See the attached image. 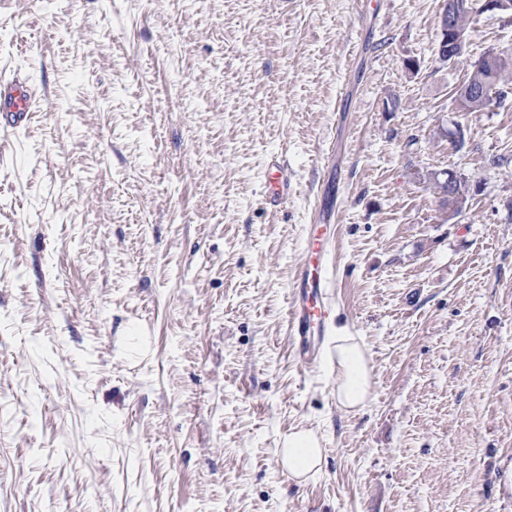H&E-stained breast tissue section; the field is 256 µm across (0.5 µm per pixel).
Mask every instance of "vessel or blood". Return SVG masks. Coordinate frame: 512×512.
Returning a JSON list of instances; mask_svg holds the SVG:
<instances>
[{"label": "vessel or blood", "instance_id": "b4317fda", "mask_svg": "<svg viewBox=\"0 0 512 512\" xmlns=\"http://www.w3.org/2000/svg\"><path fill=\"white\" fill-rule=\"evenodd\" d=\"M38 106L39 100L32 87L16 80L0 81V112L7 113L8 128L14 130L26 125ZM307 239L308 257L298 268L292 285L296 301L288 312V328L299 341L300 358L306 365L311 363L333 311L322 229L315 224L309 225Z\"/></svg>", "mask_w": 512, "mask_h": 512}]
</instances>
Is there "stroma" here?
<instances>
[{
    "instance_id": "1",
    "label": "stroma",
    "mask_w": 512,
    "mask_h": 512,
    "mask_svg": "<svg viewBox=\"0 0 512 512\" xmlns=\"http://www.w3.org/2000/svg\"><path fill=\"white\" fill-rule=\"evenodd\" d=\"M446 3L0 0V512H512V96L455 102L512 13L444 65ZM317 214L360 410L288 331ZM39 103L31 86L19 80L0 81V112H7L9 116L7 124L1 128L14 130L25 126ZM334 341L330 362L336 371V399L343 407H363L371 388V368L366 349L348 328H336ZM280 462L288 476L298 481L314 478L321 470L323 448L312 430L296 429L282 439Z\"/></svg>"
}]
</instances>
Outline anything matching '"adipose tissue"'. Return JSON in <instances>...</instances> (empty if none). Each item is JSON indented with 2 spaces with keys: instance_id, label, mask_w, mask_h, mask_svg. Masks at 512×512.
I'll return each instance as SVG.
<instances>
[{
  "instance_id": "1",
  "label": "adipose tissue",
  "mask_w": 512,
  "mask_h": 512,
  "mask_svg": "<svg viewBox=\"0 0 512 512\" xmlns=\"http://www.w3.org/2000/svg\"><path fill=\"white\" fill-rule=\"evenodd\" d=\"M330 362L336 372V398L341 406H365L371 388V368L366 349L345 328L337 329ZM323 450L314 431L296 429L282 439L280 462L290 478L305 481L321 470Z\"/></svg>"
}]
</instances>
